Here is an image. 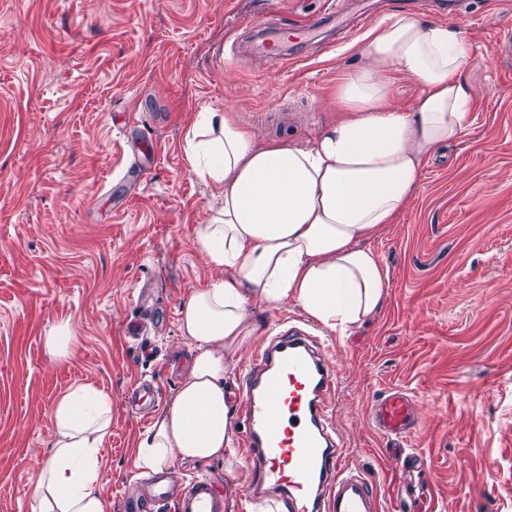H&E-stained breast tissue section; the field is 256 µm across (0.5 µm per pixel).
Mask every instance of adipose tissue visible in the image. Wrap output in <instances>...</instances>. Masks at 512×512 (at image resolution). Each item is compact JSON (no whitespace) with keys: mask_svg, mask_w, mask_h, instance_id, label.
I'll return each instance as SVG.
<instances>
[{"mask_svg":"<svg viewBox=\"0 0 512 512\" xmlns=\"http://www.w3.org/2000/svg\"><path fill=\"white\" fill-rule=\"evenodd\" d=\"M350 48L357 63L336 84L338 118L313 140H262L229 108L198 113L185 135L191 171L212 188L195 243L215 274L180 310L191 358L138 443L144 470L219 460L230 448L226 383L258 334L255 304L294 300L340 337L386 304L388 271L369 242L407 207L435 151L464 134L477 92L462 31L423 14L394 11ZM400 77L421 87L406 107L394 100ZM53 420L33 512H105L97 482L109 395L76 386Z\"/></svg>","mask_w":512,"mask_h":512,"instance_id":"adipose-tissue-1","label":"adipose tissue"}]
</instances>
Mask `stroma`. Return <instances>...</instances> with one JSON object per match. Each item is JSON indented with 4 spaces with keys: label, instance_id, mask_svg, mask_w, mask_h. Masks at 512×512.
<instances>
[{
    "label": "stroma",
    "instance_id": "obj_1",
    "mask_svg": "<svg viewBox=\"0 0 512 512\" xmlns=\"http://www.w3.org/2000/svg\"><path fill=\"white\" fill-rule=\"evenodd\" d=\"M335 2L352 31L323 51L317 30L277 62L251 57L246 31L324 0H0V512H33L55 405L81 384L112 400L98 491L122 512L151 424L125 392L150 380L169 404L190 350L179 311L211 274L194 241L210 189L186 160L189 126L228 106L262 138H313L336 116L348 43L397 9L463 31L478 95L468 130L370 242L389 273L384 309L322 339L340 374L336 435L381 500L407 482L414 512H512V62L496 45L512 0ZM255 315L249 359L272 332L311 326L290 301ZM58 323L76 339L52 362L44 336ZM391 388L415 401L422 471L386 455L370 421ZM235 466L229 479L225 462H180L170 478L208 475L224 512H266L248 497L244 448Z\"/></svg>",
    "mask_w": 512,
    "mask_h": 512
}]
</instances>
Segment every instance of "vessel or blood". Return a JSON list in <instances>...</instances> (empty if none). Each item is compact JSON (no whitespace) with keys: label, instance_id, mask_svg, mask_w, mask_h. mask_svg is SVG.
Listing matches in <instances>:
<instances>
[{"label":"vessel or blood","instance_id":"1","mask_svg":"<svg viewBox=\"0 0 512 512\" xmlns=\"http://www.w3.org/2000/svg\"><path fill=\"white\" fill-rule=\"evenodd\" d=\"M330 17L292 25L279 19L259 24V48L277 60L288 57L295 43L310 41ZM339 374L323 354L316 337L302 332L277 333L248 365L240 387L243 408L241 445L260 468L251 490H281L287 512H380L381 500L363 474L348 468L344 449L333 441V400ZM375 429L391 454L402 456L407 439L418 429L411 397L391 389L371 406ZM283 423L281 433L268 430ZM148 499L124 497V512H149L172 505L174 512H218L211 479H193L178 497H171L163 475L151 480Z\"/></svg>","mask_w":512,"mask_h":512}]
</instances>
